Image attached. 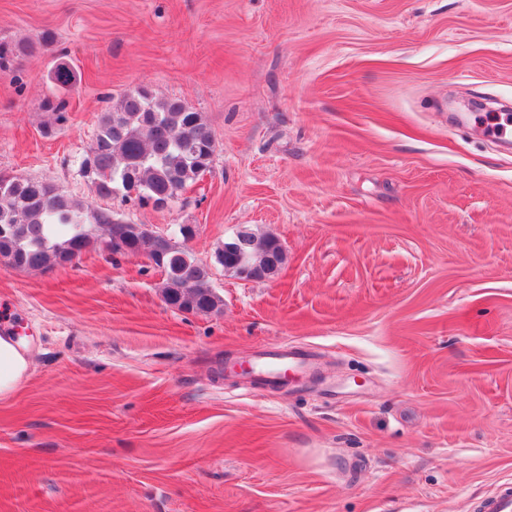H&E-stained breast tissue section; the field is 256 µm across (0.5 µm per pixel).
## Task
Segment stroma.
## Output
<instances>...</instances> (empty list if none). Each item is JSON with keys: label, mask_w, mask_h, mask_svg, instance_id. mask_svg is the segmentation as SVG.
<instances>
[{"label": "stroma", "mask_w": 512, "mask_h": 512, "mask_svg": "<svg viewBox=\"0 0 512 512\" xmlns=\"http://www.w3.org/2000/svg\"><path fill=\"white\" fill-rule=\"evenodd\" d=\"M48 46H40L42 36ZM0 171L187 241L218 314L146 260L0 265L30 374L0 400V512H480L512 481V0H0ZM70 63L66 122L45 108ZM203 112L210 172L165 209L79 172L131 89ZM287 260L213 263L240 226ZM274 347L297 381L225 374Z\"/></svg>", "instance_id": "stroma-1"}]
</instances>
